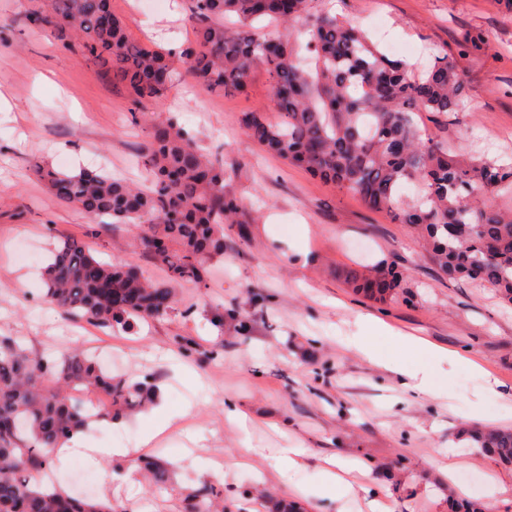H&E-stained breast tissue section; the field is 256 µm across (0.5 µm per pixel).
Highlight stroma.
<instances>
[{
    "instance_id": "35a3bbf8",
    "label": "stroma",
    "mask_w": 512,
    "mask_h": 512,
    "mask_svg": "<svg viewBox=\"0 0 512 512\" xmlns=\"http://www.w3.org/2000/svg\"><path fill=\"white\" fill-rule=\"evenodd\" d=\"M29 0H0V334L22 337L48 358L82 346L108 351L113 373L150 377L171 412H186L184 427L140 447L153 421L148 412L114 424L136 457L93 466L95 486L75 481L74 459L54 463L71 494L107 498L114 512H181L184 494L203 473L200 459L218 455L227 474L216 486L235 489L224 512H276L294 486L317 482L327 459L354 466L356 488L346 497L307 498L306 512H448V478L463 480L488 512H512V465L468 447L464 425L512 428V305L491 289L442 275L416 231L368 210L282 158L268 154L236 124L240 113L268 112L273 93L256 66L244 94L213 93L180 73L166 95L135 106L123 87L96 75L81 55L64 50L24 22ZM353 24L378 17L403 58L425 49L447 53L466 84L448 140L468 156L512 162V12L499 0H312ZM112 10L137 39L161 47L189 39L186 0H162L141 19L139 0H112ZM176 117L198 145L220 151L230 187L244 203L240 224L224 229V254L211 261L203 288L176 287L170 315L139 322L128 332L67 318L43 298L39 270L16 254L19 240L51 252L58 236L89 243L101 260L132 262L152 280L164 272L132 246L139 229L100 223L58 203L33 164L72 173L102 168L144 181L141 149L154 125ZM395 262L408 299L381 305L355 295L344 273L359 264ZM389 328L374 343L405 357L397 335L411 334L464 356V363L409 360L432 375L441 396L420 392L407 376L369 361L355 347L362 320ZM247 322L241 333L239 322ZM248 417L240 427L224 419L225 404ZM305 451L302 469L280 472L281 449ZM169 468L167 484L128 475L139 459ZM178 468H171L172 458Z\"/></svg>"
}]
</instances>
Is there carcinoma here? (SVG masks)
<instances>
[{
	"label": "carcinoma",
	"instance_id": "carcinoma-1",
	"mask_svg": "<svg viewBox=\"0 0 512 512\" xmlns=\"http://www.w3.org/2000/svg\"><path fill=\"white\" fill-rule=\"evenodd\" d=\"M193 40L173 55L131 36L111 0H36L32 30L51 33L95 73L124 86L140 105L159 99L181 62L211 92L244 93L258 63L273 91L274 113L237 117L242 132L267 152L358 195L369 209L415 226L423 247L450 280L495 290L512 304V166L471 159L437 133L424 138L414 115L437 126L461 110L464 80L448 55L420 70L391 59L365 31L310 0H187ZM237 18L231 34L224 19ZM299 20L316 67H303L289 34L258 33L254 23ZM151 180L133 185L101 169L65 174L43 162L36 176L66 205L114 224L143 227L134 248L150 253L166 279H146L133 263L110 265L87 244L65 237L44 271V297L76 321L133 331L166 317L173 286H206L207 263L224 255V225L238 223L243 201L230 189L224 162L205 154L174 118L156 124L144 147ZM414 197L402 194L405 185ZM348 282L380 302L403 293L393 264L353 269ZM157 384L130 382L75 347L56 359L33 356L15 336H0V512H112L44 481L54 449L92 421L118 420L155 404ZM471 447L512 464V430L463 431ZM182 512H224L207 480L187 492Z\"/></svg>",
	"mask_w": 512,
	"mask_h": 512
}]
</instances>
